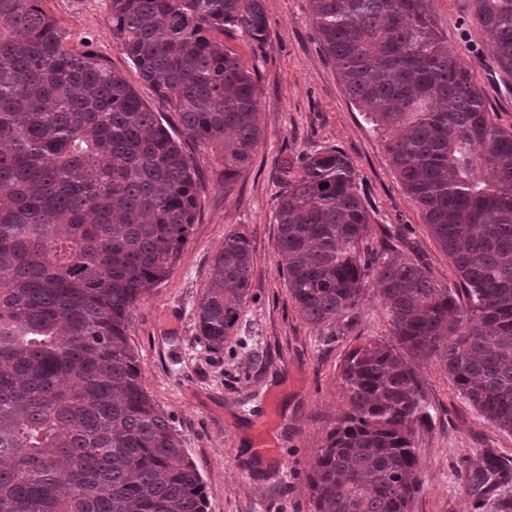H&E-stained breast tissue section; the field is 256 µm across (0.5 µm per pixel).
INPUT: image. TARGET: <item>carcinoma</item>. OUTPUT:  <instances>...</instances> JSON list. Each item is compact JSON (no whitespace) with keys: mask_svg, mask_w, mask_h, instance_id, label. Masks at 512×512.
<instances>
[{"mask_svg":"<svg viewBox=\"0 0 512 512\" xmlns=\"http://www.w3.org/2000/svg\"><path fill=\"white\" fill-rule=\"evenodd\" d=\"M512 72V0H473ZM353 103L459 273L440 288L369 224L349 157L278 168L288 293L316 327L358 309L368 279L393 340L344 359L347 410L308 477L314 512H409L416 429L431 417L411 359H435L482 417L512 432V131L489 117L469 67L423 0H309ZM112 36L228 185L262 137L258 88L213 36L269 37L263 0H108ZM196 183L182 146L126 78L66 45L39 0H0V512H206L202 476L142 387L126 327L189 241ZM251 240L224 237L200 298L205 345L224 348L244 306ZM474 508L512 486V458L467 469Z\"/></svg>","mask_w":512,"mask_h":512,"instance_id":"obj_1","label":"carcinoma"}]
</instances>
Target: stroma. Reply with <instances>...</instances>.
Segmentation results:
<instances>
[{
  "instance_id": "obj_1",
  "label": "stroma",
  "mask_w": 512,
  "mask_h": 512,
  "mask_svg": "<svg viewBox=\"0 0 512 512\" xmlns=\"http://www.w3.org/2000/svg\"><path fill=\"white\" fill-rule=\"evenodd\" d=\"M270 36L259 44L225 30V46L256 69L264 132L251 165L225 183L211 150L185 134L177 112L139 76L112 37L107 0H40L68 36L122 74L159 112L196 171V220L166 279L137 304L126 335L142 386L170 419L205 484L207 512H313L307 476L327 433L347 408L341 368L365 341L390 340L385 305L367 289L351 323L316 327L291 300L274 245L283 159L336 148L352 161L369 213L366 244L403 241L430 279L457 288L452 260L408 197L377 130L347 95L310 18L309 0H263ZM439 37L470 67L493 122L512 131V74L473 16L472 0H424ZM233 232L255 250L248 297L223 350L199 337L197 311L213 256ZM433 419L418 428L420 489L410 512H475L468 467L485 450L512 457V433L485 421L433 360H412ZM271 444L268 455L258 449Z\"/></svg>"
}]
</instances>
